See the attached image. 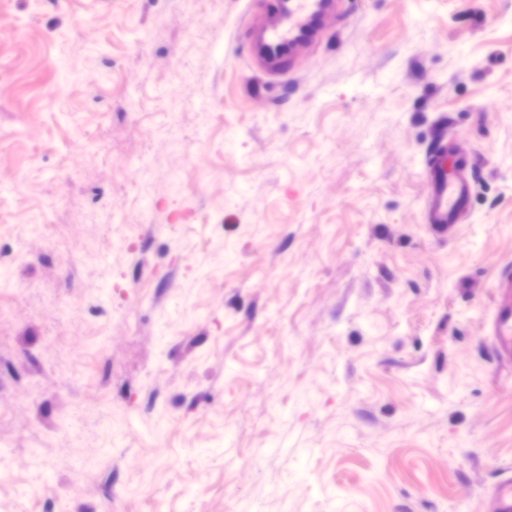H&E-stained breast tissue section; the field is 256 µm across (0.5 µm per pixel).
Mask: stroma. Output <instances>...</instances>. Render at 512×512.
Returning <instances> with one entry per match:
<instances>
[{
	"label": "stroma",
	"mask_w": 512,
	"mask_h": 512,
	"mask_svg": "<svg viewBox=\"0 0 512 512\" xmlns=\"http://www.w3.org/2000/svg\"><path fill=\"white\" fill-rule=\"evenodd\" d=\"M278 8L0 0V512H490L512 475V0H335L267 76ZM478 159L457 141L442 136L426 161L423 178L428 185L424 201L427 224L449 227L467 214L471 199V174ZM495 304L490 321L491 336L498 348L512 357V270L503 271L493 284Z\"/></svg>",
	"instance_id": "35a3bbf8"
}]
</instances>
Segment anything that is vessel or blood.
I'll return each instance as SVG.
<instances>
[{
  "label": "vessel or blood",
  "mask_w": 512,
  "mask_h": 512,
  "mask_svg": "<svg viewBox=\"0 0 512 512\" xmlns=\"http://www.w3.org/2000/svg\"><path fill=\"white\" fill-rule=\"evenodd\" d=\"M332 0H296L294 10L264 25L253 54L281 69L285 52L295 50L315 34L314 23L330 9ZM478 159L458 142L439 138L426 161L423 177L428 185L424 201L427 223L447 227L460 223L471 199V174ZM495 304L491 334L504 353L512 356V270L503 271L493 284ZM491 512H512V477L490 494Z\"/></svg>",
  "instance_id": "obj_1"
}]
</instances>
